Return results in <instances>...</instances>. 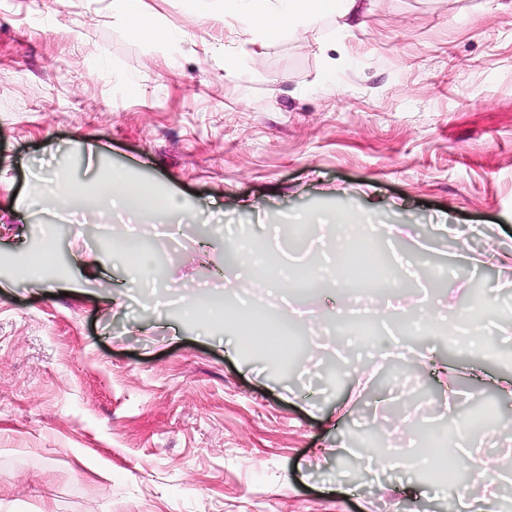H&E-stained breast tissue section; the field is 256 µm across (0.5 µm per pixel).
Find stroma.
I'll return each mask as SVG.
<instances>
[{"instance_id": "35a3bbf8", "label": "stroma", "mask_w": 512, "mask_h": 512, "mask_svg": "<svg viewBox=\"0 0 512 512\" xmlns=\"http://www.w3.org/2000/svg\"><path fill=\"white\" fill-rule=\"evenodd\" d=\"M113 0H0V512H448L512 482L444 486L368 472L353 440L415 449L491 403L474 454L512 455V12L499 0H371L284 39L214 19L217 0H142L178 38L130 36ZM238 57L225 72L224 55ZM83 187L66 220L26 205L53 171ZM173 193L177 239L131 221L154 265L131 284L99 218L108 173ZM370 217L398 287L445 321L484 291L490 352L442 330L397 344L336 335L334 286L254 287L225 255L263 241L288 271L336 260L337 227L290 248L307 214ZM44 282L26 286L23 266ZM234 282L224 314L208 307ZM291 307L300 354L248 351L244 307Z\"/></svg>"}]
</instances>
